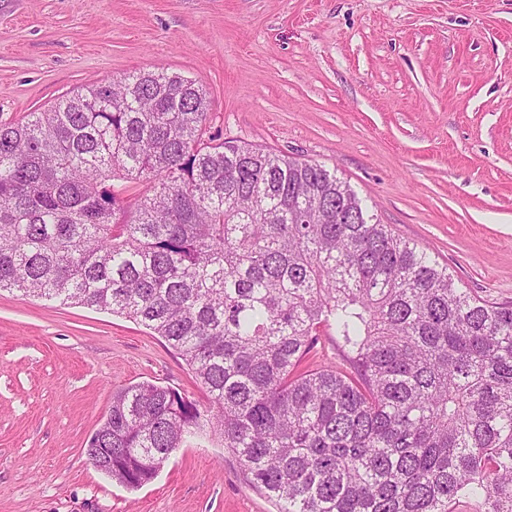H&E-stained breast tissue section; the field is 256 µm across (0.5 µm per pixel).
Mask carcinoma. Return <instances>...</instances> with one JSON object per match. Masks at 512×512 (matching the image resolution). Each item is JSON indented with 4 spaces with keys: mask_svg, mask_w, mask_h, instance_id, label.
<instances>
[{
    "mask_svg": "<svg viewBox=\"0 0 512 512\" xmlns=\"http://www.w3.org/2000/svg\"><path fill=\"white\" fill-rule=\"evenodd\" d=\"M139 72L0 124V291L125 315L206 389L112 395L85 453L138 489L203 427L279 512H512V303L458 287L326 167L207 134ZM116 180L144 183L129 212ZM351 371L303 363L321 331Z\"/></svg>",
    "mask_w": 512,
    "mask_h": 512,
    "instance_id": "obj_1",
    "label": "carcinoma"
}]
</instances>
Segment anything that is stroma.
Returning <instances> with one entry per match:
<instances>
[{
  "label": "stroma",
  "instance_id": "35a3bbf8",
  "mask_svg": "<svg viewBox=\"0 0 512 512\" xmlns=\"http://www.w3.org/2000/svg\"><path fill=\"white\" fill-rule=\"evenodd\" d=\"M178 73L210 132L318 163L460 288L512 302V0H0V123L98 80ZM210 399L119 314L0 292V512H278L209 431L149 484L85 444L117 390Z\"/></svg>",
  "mask_w": 512,
  "mask_h": 512
}]
</instances>
